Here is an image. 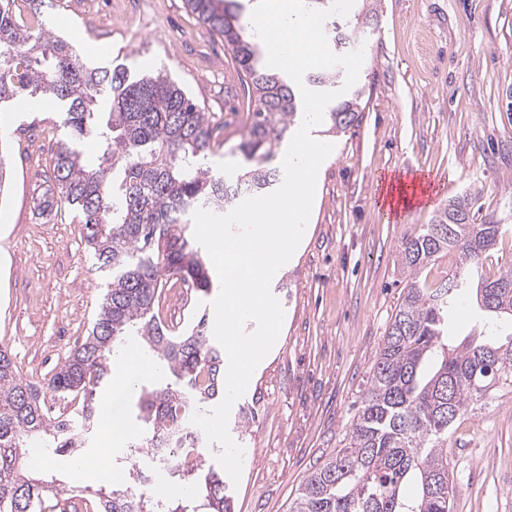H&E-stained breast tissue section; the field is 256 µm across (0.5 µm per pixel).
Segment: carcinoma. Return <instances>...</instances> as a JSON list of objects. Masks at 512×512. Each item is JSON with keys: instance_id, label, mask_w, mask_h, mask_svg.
Returning a JSON list of instances; mask_svg holds the SVG:
<instances>
[{"instance_id": "obj_1", "label": "carcinoma", "mask_w": 512, "mask_h": 512, "mask_svg": "<svg viewBox=\"0 0 512 512\" xmlns=\"http://www.w3.org/2000/svg\"><path fill=\"white\" fill-rule=\"evenodd\" d=\"M185 2L224 36L247 86L252 115L238 145L244 167L232 182L205 165L214 127L189 90L160 71L134 76L124 65L90 68L50 31L46 0H0V104L18 95L58 104L50 198L74 211L91 257L108 276L84 342L50 376L24 378L0 347V512H67L73 499L88 512H234L222 469L172 463L183 491L169 495L146 487L136 470L123 483L93 490L27 464L31 449L40 448L75 465L96 427V392L110 385L113 355L125 336L136 337L159 368L134 388L139 444L149 448L157 438L196 429L195 410H209L224 396V350L209 334L206 315H193L190 328L180 330L155 309L166 276L210 294L206 253L189 232L192 214L198 208L221 214L240 197L280 182L268 163L302 117L303 103L297 85L265 64L237 0ZM325 34L334 52L357 42L334 21ZM335 78L333 71L313 70L305 83L329 89ZM358 98H343L328 111L326 132L356 121ZM87 138L99 143L92 163L82 149ZM473 201L450 200L403 241L401 261L412 281L386 329L349 443L307 476L290 512H451L452 427L492 387L512 386V332L504 343L481 329L448 345V310L463 287L461 274L483 265L502 237L499 224L472 223ZM448 253L457 255V270L428 284L423 271ZM475 300L482 311L512 321V268L480 276ZM56 399L64 411L47 406Z\"/></svg>"}]
</instances>
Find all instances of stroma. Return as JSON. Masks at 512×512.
Returning <instances> with one entry per match:
<instances>
[{
  "mask_svg": "<svg viewBox=\"0 0 512 512\" xmlns=\"http://www.w3.org/2000/svg\"><path fill=\"white\" fill-rule=\"evenodd\" d=\"M52 31L91 67L166 69L221 126L208 163L235 180L247 99L223 37L185 0H49ZM140 15L132 31L113 22ZM355 85L363 112L332 137L300 248L271 291L279 338L233 406L229 432L244 449L234 512H289L308 474L348 443L387 325L410 282L402 241L449 200L475 196L477 224L504 235L484 269L512 266V0H380ZM10 184L0 196V346L28 379L61 366L87 336L105 276L64 207L43 205L57 107L18 98L0 107ZM442 179L433 205L404 223L383 218L376 184ZM452 512H512V388L465 414L448 443Z\"/></svg>",
  "mask_w": 512,
  "mask_h": 512,
  "instance_id": "1",
  "label": "stroma"
}]
</instances>
